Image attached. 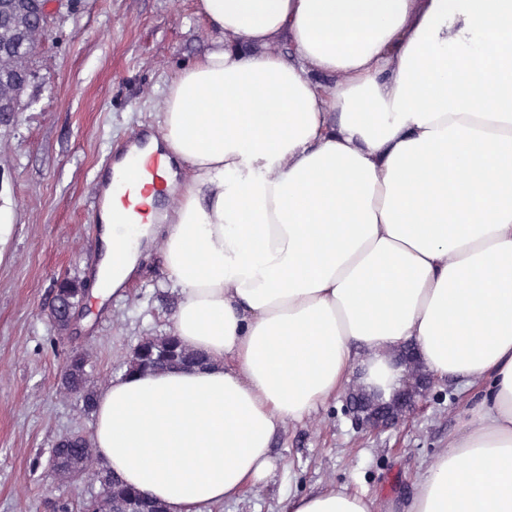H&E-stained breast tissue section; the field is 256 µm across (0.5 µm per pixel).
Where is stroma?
Instances as JSON below:
<instances>
[{"label":"stroma","instance_id":"35a3bbf8","mask_svg":"<svg viewBox=\"0 0 512 512\" xmlns=\"http://www.w3.org/2000/svg\"><path fill=\"white\" fill-rule=\"evenodd\" d=\"M217 38L194 0H73L31 60L19 122L0 129V512H52L75 494L49 475L57 438L93 432V416L58 389L70 352L90 349L103 388L140 337L172 330L179 293L157 247L104 307L84 297L67 331L48 309L57 279L89 281L99 264L89 199L106 159L157 134L168 84ZM488 385L438 381L417 414L378 434L356 429L336 397L277 431L271 474L210 512H288L296 494L328 485L366 495L373 512H402Z\"/></svg>","mask_w":512,"mask_h":512}]
</instances>
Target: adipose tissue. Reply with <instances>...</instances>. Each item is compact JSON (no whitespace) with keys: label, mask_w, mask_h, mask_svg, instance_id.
<instances>
[{"label":"adipose tissue","mask_w":512,"mask_h":512,"mask_svg":"<svg viewBox=\"0 0 512 512\" xmlns=\"http://www.w3.org/2000/svg\"><path fill=\"white\" fill-rule=\"evenodd\" d=\"M220 35L170 82L163 152L194 172L128 231L107 190L96 294L161 244L173 333L204 369L124 374L93 444L168 512H205L272 469L278 426L346 387L392 392L413 345L490 387L419 476L406 512H512V0H197ZM286 41L290 54L272 52ZM494 52H487V43ZM327 487L288 512H371Z\"/></svg>","instance_id":"1"}]
</instances>
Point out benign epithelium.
<instances>
[{"mask_svg": "<svg viewBox=\"0 0 512 512\" xmlns=\"http://www.w3.org/2000/svg\"><path fill=\"white\" fill-rule=\"evenodd\" d=\"M63 0H22V9L27 16H35L36 28L24 23L18 27L15 40H33L40 44L49 32L52 18L57 6ZM19 105L6 98L0 97V123H15L18 121ZM417 359L414 353L406 349L394 359V365L402 369L403 386L386 396L375 387L368 390L350 392L346 397V415L353 425L366 431L381 432L399 426L410 418L427 393L435 385L437 377L428 369L407 378V370L414 368Z\"/></svg>", "mask_w": 512, "mask_h": 512, "instance_id": "benign-epithelium-1", "label": "benign epithelium"}]
</instances>
